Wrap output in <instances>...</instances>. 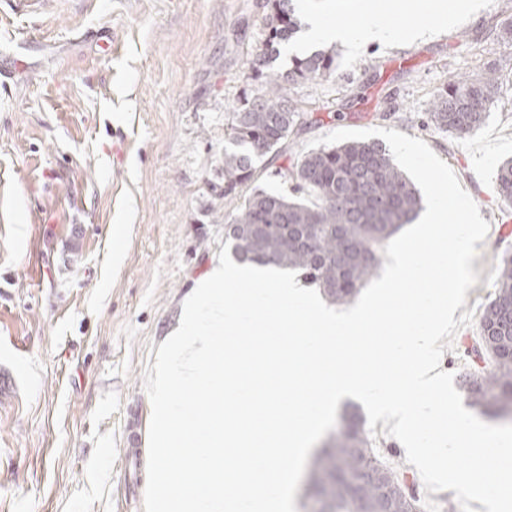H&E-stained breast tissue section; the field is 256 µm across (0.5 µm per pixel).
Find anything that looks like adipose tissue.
Returning <instances> with one entry per match:
<instances>
[{"mask_svg":"<svg viewBox=\"0 0 512 512\" xmlns=\"http://www.w3.org/2000/svg\"><path fill=\"white\" fill-rule=\"evenodd\" d=\"M306 22L311 37L343 43L353 54L360 53L368 45L384 43L393 35L387 11L375 0H364L360 6V21L354 26L327 22L323 14L316 12L308 13Z\"/></svg>","mask_w":512,"mask_h":512,"instance_id":"1","label":"adipose tissue"}]
</instances>
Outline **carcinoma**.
Masks as SVG:
<instances>
[{"instance_id": "cac0c4a2", "label": "carcinoma", "mask_w": 512, "mask_h": 512, "mask_svg": "<svg viewBox=\"0 0 512 512\" xmlns=\"http://www.w3.org/2000/svg\"><path fill=\"white\" fill-rule=\"evenodd\" d=\"M265 50L290 40L299 28L293 0H266ZM336 60L332 48L291 58L284 73L263 75L264 61L249 69L264 77L255 97L245 96L231 113V147L224 149V194L250 188L237 213L224 225V237L242 262L301 272L331 302L351 303L374 275L379 253L422 208V198L389 151L374 141H345L303 153L287 169L291 195L250 187L255 160L279 154L280 145L307 124L291 88L324 79ZM500 92L496 70L458 79L433 95L427 123L461 138L480 128ZM494 192L512 202V160L497 169ZM310 194L306 203L301 195ZM494 298L479 320L480 336L468 348L477 367L459 384L467 404L488 416L512 418V258L496 266ZM308 496L328 512H376L385 491L399 512H420L406 476L381 458L352 411L326 447L309 464Z\"/></svg>"}]
</instances>
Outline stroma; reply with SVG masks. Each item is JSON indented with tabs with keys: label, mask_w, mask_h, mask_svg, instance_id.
Segmentation results:
<instances>
[{
	"label": "stroma",
	"mask_w": 512,
	"mask_h": 512,
	"mask_svg": "<svg viewBox=\"0 0 512 512\" xmlns=\"http://www.w3.org/2000/svg\"><path fill=\"white\" fill-rule=\"evenodd\" d=\"M263 0H0V54L29 66L0 81V512H144L151 403L143 380L184 298L225 243V116L260 82ZM432 40L397 37L293 96L308 124L254 184L290 193L287 168L340 129L423 140L491 229L465 310L493 297L512 209L493 192L512 157V0H481ZM494 67L501 92L464 138L423 125L448 80ZM396 109L386 114L387 97Z\"/></svg>",
	"instance_id": "1"
}]
</instances>
